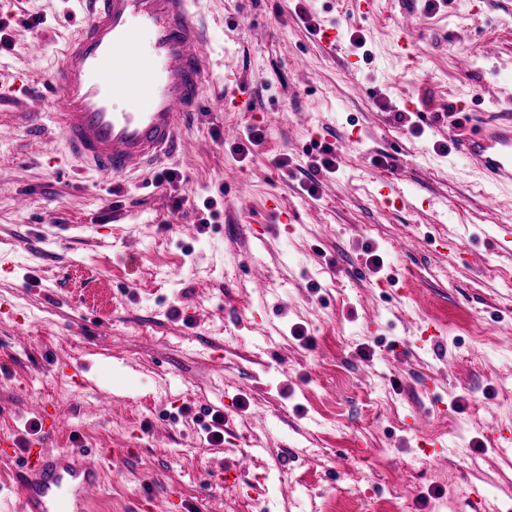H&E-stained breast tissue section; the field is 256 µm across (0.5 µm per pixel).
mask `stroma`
Returning a JSON list of instances; mask_svg holds the SVG:
<instances>
[{"label": "stroma", "instance_id": "1", "mask_svg": "<svg viewBox=\"0 0 512 512\" xmlns=\"http://www.w3.org/2000/svg\"><path fill=\"white\" fill-rule=\"evenodd\" d=\"M67 8L0 0V83L42 88ZM193 10L212 68L160 167L174 182L84 167L58 129L0 107V438L25 443L38 403L50 447L110 452L91 512H396L395 485L408 512H512V451L489 426L512 429V195L448 142L512 93V0ZM352 134L309 193L310 163ZM217 408L220 444L204 431Z\"/></svg>", "mask_w": 512, "mask_h": 512}]
</instances>
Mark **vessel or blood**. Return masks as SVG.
Instances as JSON below:
<instances>
[{"instance_id":"vessel-or-blood-1","label":"vessel or blood","mask_w":512,"mask_h":512,"mask_svg":"<svg viewBox=\"0 0 512 512\" xmlns=\"http://www.w3.org/2000/svg\"><path fill=\"white\" fill-rule=\"evenodd\" d=\"M86 16L61 48L50 97L19 95L25 117H51L72 152L92 168L125 177L172 155L178 131L199 112L209 68L206 33L192 0H79ZM454 153L488 184L512 188V120L488 116ZM94 449L48 448L41 436L22 455L20 512H87L103 466Z\"/></svg>"}]
</instances>
